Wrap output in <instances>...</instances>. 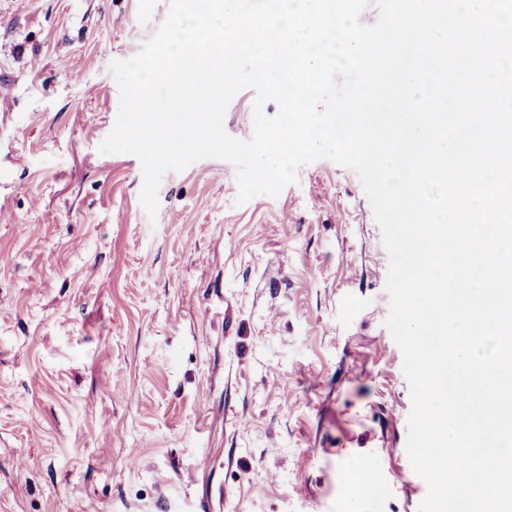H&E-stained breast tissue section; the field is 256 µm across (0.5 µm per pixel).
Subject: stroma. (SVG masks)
I'll use <instances>...</instances> for the list:
<instances>
[{
  "label": "stroma",
  "mask_w": 512,
  "mask_h": 512,
  "mask_svg": "<svg viewBox=\"0 0 512 512\" xmlns=\"http://www.w3.org/2000/svg\"><path fill=\"white\" fill-rule=\"evenodd\" d=\"M169 5L0 0V512H418L357 172L319 159L240 204L235 165L205 158L151 216L140 159L98 150L111 64Z\"/></svg>",
  "instance_id": "35a3bbf8"
}]
</instances>
